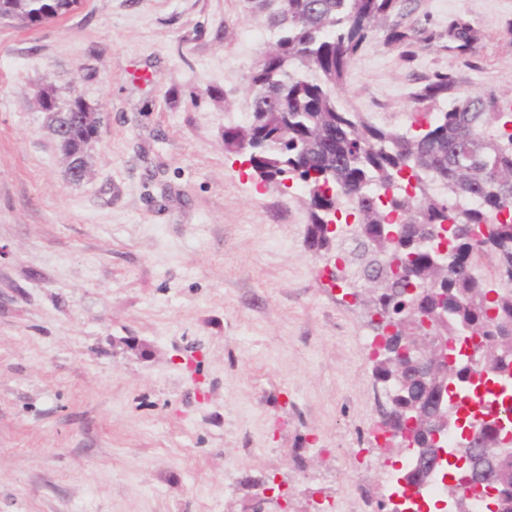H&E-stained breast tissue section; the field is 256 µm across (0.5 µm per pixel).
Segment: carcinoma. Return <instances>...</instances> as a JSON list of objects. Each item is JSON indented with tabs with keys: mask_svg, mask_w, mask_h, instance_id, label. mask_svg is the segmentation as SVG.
<instances>
[{
	"mask_svg": "<svg viewBox=\"0 0 512 512\" xmlns=\"http://www.w3.org/2000/svg\"><path fill=\"white\" fill-rule=\"evenodd\" d=\"M403 0H260L264 23L274 41L259 52L248 76L251 122L224 127V151L250 161L251 173L266 184L301 185L308 210L306 243L328 261L342 259L355 279L372 281L360 303L367 306V327L386 350L400 342L389 322L375 321L385 289L402 296L418 289L421 311L413 336H474L465 352L448 349L457 374L475 358L512 352L503 346V330L512 326V293L489 288L471 275L475 258L493 260L498 278L512 280V110L503 111L495 95H467L435 119L403 132L370 124L359 112L338 104L348 68L371 39L411 46L414 33L402 26ZM53 6L51 0H0V23L24 27ZM455 81L437 73L413 92L415 101L435 105L448 98ZM98 113L74 120L68 130L65 160L85 165ZM440 185L443 192L434 190ZM477 195L481 205L466 199ZM351 207L357 246L347 256L328 231L330 213ZM407 237L388 235L394 227ZM374 372H397L407 392L404 401L421 411L429 407L431 387L411 361L395 364L383 355ZM459 395L448 414L469 410V419L497 410L503 416L506 395L488 394L474 403L475 385L452 380ZM504 479L493 485L488 501L497 512H512V459L500 463Z\"/></svg>",
	"mask_w": 512,
	"mask_h": 512,
	"instance_id": "carcinoma-1",
	"label": "carcinoma"
}]
</instances>
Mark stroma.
<instances>
[{"label":"stroma","instance_id":"obj_1","mask_svg":"<svg viewBox=\"0 0 512 512\" xmlns=\"http://www.w3.org/2000/svg\"><path fill=\"white\" fill-rule=\"evenodd\" d=\"M411 7L413 56L368 41L342 105L403 130L438 71L512 94V0ZM272 38L249 0L0 25V512H253L272 481L265 512H379L398 454L369 435L364 311L307 248L301 189L224 151ZM74 87L101 120L78 182L38 110Z\"/></svg>","mask_w":512,"mask_h":512}]
</instances>
